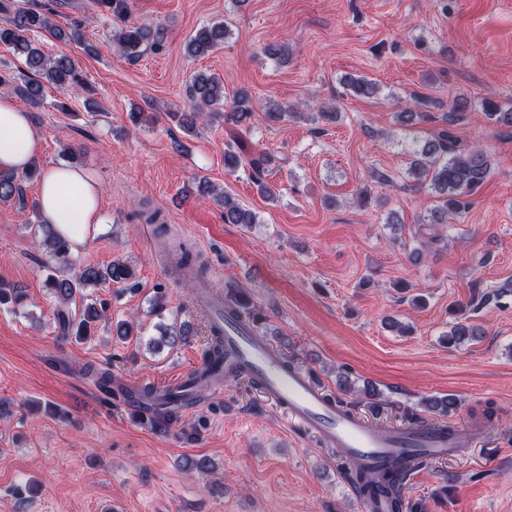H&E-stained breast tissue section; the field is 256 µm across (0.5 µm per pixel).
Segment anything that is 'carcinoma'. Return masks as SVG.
I'll return each mask as SVG.
<instances>
[{
	"instance_id": "1",
	"label": "carcinoma",
	"mask_w": 512,
	"mask_h": 512,
	"mask_svg": "<svg viewBox=\"0 0 512 512\" xmlns=\"http://www.w3.org/2000/svg\"><path fill=\"white\" fill-rule=\"evenodd\" d=\"M100 4L112 14L116 24L113 40L119 52L128 59L140 57L146 50L160 51L165 45V30L160 26L147 23L128 22V0H100ZM4 20L0 22V43L12 47L13 51L24 58L27 68L23 75V84L15 86L18 94L31 104L37 105L42 98L44 84H49L60 92L76 91L84 85L81 71L76 61L67 56H48L41 49V38L57 41H79L82 34L72 29L65 32L56 24L52 11L22 9L9 13L7 6L0 4ZM228 29L222 23H212L198 29L187 43V54L192 58L202 57L224 43ZM191 102V110L178 116L180 126L191 133L195 130L197 118L204 113L224 117V122L236 127L250 126L257 110L248 92H238L232 105L224 107V83L213 75L197 72L193 74L186 87ZM470 109V101L464 97H455L442 114L444 126L423 140L413 141L409 156L412 158L410 171L416 186L426 185L436 195L439 205L431 211L429 224H446L448 219L466 212L470 206V196L487 180L491 173V161L488 155L477 147L463 149L458 137L448 127L464 120ZM482 111L488 119L500 124L512 126V112L500 111L498 103L487 100ZM271 162L270 155L263 150H248L241 146L224 152V168L231 172L241 167L249 169V176L257 187V192L266 199H275L276 192L266 180V172ZM23 195L17 175H0V200ZM224 223L255 224L256 214L242 207L230 197H224ZM42 233V243L50 256L66 266L69 261V244L61 239L48 224L36 225ZM175 269L188 281L206 282L208 267L199 262L196 255L183 244H178L173 254ZM132 279L130 268L123 262L112 263L101 271L91 265L73 269L71 274L61 273L55 267L48 268L46 286L55 297L58 308L55 319L60 333L66 337L75 336L77 340H86L91 325L102 317L96 302L87 301L83 289L106 281L125 284ZM85 304L81 311H72L71 304L76 299ZM434 414L448 416L456 411L457 399L451 395L427 401ZM146 408L154 414L153 423L160 429L168 427L173 415L178 412L176 403H149ZM351 482L360 496L386 493L396 495L394 512H403L401 489L409 474L391 477L378 475L371 471L348 469Z\"/></svg>"
}]
</instances>
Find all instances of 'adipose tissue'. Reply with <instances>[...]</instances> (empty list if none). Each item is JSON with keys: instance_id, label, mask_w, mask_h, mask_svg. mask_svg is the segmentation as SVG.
<instances>
[{"instance_id": "1", "label": "adipose tissue", "mask_w": 512, "mask_h": 512, "mask_svg": "<svg viewBox=\"0 0 512 512\" xmlns=\"http://www.w3.org/2000/svg\"><path fill=\"white\" fill-rule=\"evenodd\" d=\"M41 139L29 115L9 94L0 93V173L27 171L36 160ZM100 183L78 166L53 165L43 168L37 179V202L41 220L69 240L82 246L101 228Z\"/></svg>"}]
</instances>
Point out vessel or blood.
Returning <instances> with one entry per match:
<instances>
[{
    "instance_id": "1",
    "label": "vessel or blood",
    "mask_w": 512,
    "mask_h": 512,
    "mask_svg": "<svg viewBox=\"0 0 512 512\" xmlns=\"http://www.w3.org/2000/svg\"><path fill=\"white\" fill-rule=\"evenodd\" d=\"M201 305L208 311L211 333L221 336L223 357L206 366H196L195 382L179 377L154 388L158 399H177L204 386L210 395L224 391L228 373H240L255 383L267 399L284 409L289 420L311 433L328 448L343 452L349 465L381 472L413 470L417 459H443L465 454L483 438L481 427L459 434L452 425L427 421L417 427L389 430L339 405L335 398L312 382L307 372L290 366L286 357L233 315L225 313L224 301L213 288H205Z\"/></svg>"
}]
</instances>
